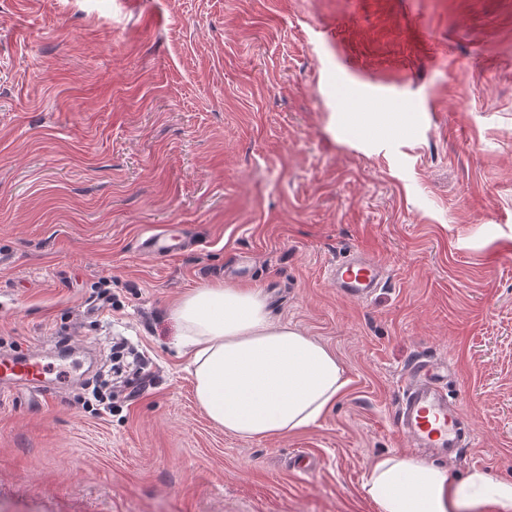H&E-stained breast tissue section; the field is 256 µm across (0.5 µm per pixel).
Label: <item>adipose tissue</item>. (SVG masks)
Returning <instances> with one entry per match:
<instances>
[{"label":"adipose tissue","mask_w":512,"mask_h":512,"mask_svg":"<svg viewBox=\"0 0 512 512\" xmlns=\"http://www.w3.org/2000/svg\"><path fill=\"white\" fill-rule=\"evenodd\" d=\"M171 316L191 354L195 401L225 434L273 439L310 428L346 385L336 355L275 321L258 289L197 288ZM363 489L375 512H512V480L475 468L454 482L446 469L406 455L377 456Z\"/></svg>","instance_id":"ef3b65f1"}]
</instances>
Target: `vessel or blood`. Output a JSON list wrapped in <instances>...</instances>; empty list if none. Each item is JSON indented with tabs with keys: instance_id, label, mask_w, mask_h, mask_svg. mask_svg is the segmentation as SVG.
<instances>
[{
	"instance_id": "b4317fda",
	"label": "vessel or blood",
	"mask_w": 512,
	"mask_h": 512,
	"mask_svg": "<svg viewBox=\"0 0 512 512\" xmlns=\"http://www.w3.org/2000/svg\"><path fill=\"white\" fill-rule=\"evenodd\" d=\"M184 240L152 233L141 237L144 254L164 258L182 251ZM337 288L353 299H365L386 281L384 267L367 253L346 257L330 269ZM59 346L41 347L22 355L0 356V390H24L41 397L64 388L70 382L67 370H54L51 361ZM446 363L418 360L404 372L396 410L395 427L413 448L436 458L458 456L471 446L474 436L460 406L449 401L444 389Z\"/></svg>"
}]
</instances>
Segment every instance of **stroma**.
Listing matches in <instances>:
<instances>
[{
  "label": "stroma",
  "mask_w": 512,
  "mask_h": 512,
  "mask_svg": "<svg viewBox=\"0 0 512 512\" xmlns=\"http://www.w3.org/2000/svg\"><path fill=\"white\" fill-rule=\"evenodd\" d=\"M161 229L193 249L141 253ZM0 250V352L122 338L150 375L101 415L83 383L0 394V512H375L417 357L474 430L451 478L512 480V0H0ZM359 250L365 301L328 273ZM215 284L336 353L317 425L242 440L196 405L169 312ZM330 275L336 288L353 299H366L382 288L386 281L385 268L368 253L345 258L331 267Z\"/></svg>",
  "instance_id": "35a3bbf8"
}]
</instances>
